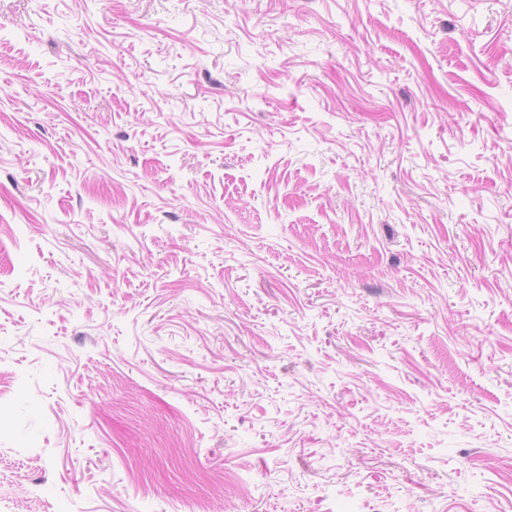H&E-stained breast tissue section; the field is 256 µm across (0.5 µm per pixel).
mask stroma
Instances as JSON below:
<instances>
[{
  "label": "stroma",
  "mask_w": 512,
  "mask_h": 512,
  "mask_svg": "<svg viewBox=\"0 0 512 512\" xmlns=\"http://www.w3.org/2000/svg\"><path fill=\"white\" fill-rule=\"evenodd\" d=\"M0 512H512V0H0Z\"/></svg>",
  "instance_id": "obj_1"
}]
</instances>
